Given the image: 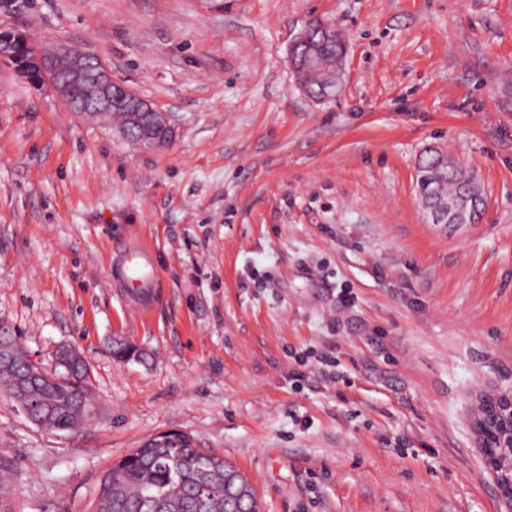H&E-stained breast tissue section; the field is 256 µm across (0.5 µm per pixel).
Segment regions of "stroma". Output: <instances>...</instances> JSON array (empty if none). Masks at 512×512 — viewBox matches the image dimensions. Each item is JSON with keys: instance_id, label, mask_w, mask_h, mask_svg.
Returning <instances> with one entry per match:
<instances>
[{"instance_id": "stroma-1", "label": "stroma", "mask_w": 512, "mask_h": 512, "mask_svg": "<svg viewBox=\"0 0 512 512\" xmlns=\"http://www.w3.org/2000/svg\"><path fill=\"white\" fill-rule=\"evenodd\" d=\"M315 20L348 47L321 104L288 65ZM0 30L79 46L177 125L130 145L0 64V330L92 382L69 431L0 390V512H92L165 431L261 512H499L471 411L512 392V0H0ZM430 144L479 179L478 223L427 220Z\"/></svg>"}]
</instances>
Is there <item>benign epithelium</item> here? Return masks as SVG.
Wrapping results in <instances>:
<instances>
[{
  "label": "benign epithelium",
  "mask_w": 512,
  "mask_h": 512,
  "mask_svg": "<svg viewBox=\"0 0 512 512\" xmlns=\"http://www.w3.org/2000/svg\"><path fill=\"white\" fill-rule=\"evenodd\" d=\"M308 43L305 35L295 40L290 48V65L297 72L312 65V57L298 49ZM37 64L45 73L44 85L52 88L72 112L91 111L95 119L111 118L112 107L130 106L132 112L152 115L153 123L166 126L169 113L153 107L135 93L115 82L108 67L100 60H90L82 49L65 42L41 45ZM484 195L473 186L461 187L459 197L446 202L421 204L434 224L466 225L470 215L483 204ZM473 428L477 447L484 465L494 477L501 512H512V465L501 464V457L512 455V392L486 393L479 397L472 409Z\"/></svg>",
  "instance_id": "7a95c632"
}]
</instances>
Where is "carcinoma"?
I'll list each match as a JSON object with an SVG mask.
<instances>
[{"label": "carcinoma", "mask_w": 512, "mask_h": 512, "mask_svg": "<svg viewBox=\"0 0 512 512\" xmlns=\"http://www.w3.org/2000/svg\"><path fill=\"white\" fill-rule=\"evenodd\" d=\"M309 46L318 52L325 72L303 73L304 94L323 101L327 82L338 80L345 41L328 32L319 21L308 24ZM36 44L29 38L15 41L13 54L3 63L16 70L25 68L28 81H44V73L35 62ZM113 118L131 129L129 140L140 142L139 129L132 125L130 113L119 105L112 109ZM468 174L453 159L443 162L435 157L420 158L418 186L421 194L438 199L456 193ZM0 344L11 351L10 362L0 366V388L20 406L31 401L40 403L41 423L45 428L66 431L85 420L91 411L89 364L75 357L70 346L56 351L61 364L56 366L62 379L41 370L13 336H0ZM112 356L130 361L141 358L131 344L115 339ZM93 512H260L249 481L224 458L206 448L186 441L181 445H161L153 440L144 443L120 459L101 480Z\"/></svg>", "instance_id": "1"}]
</instances>
